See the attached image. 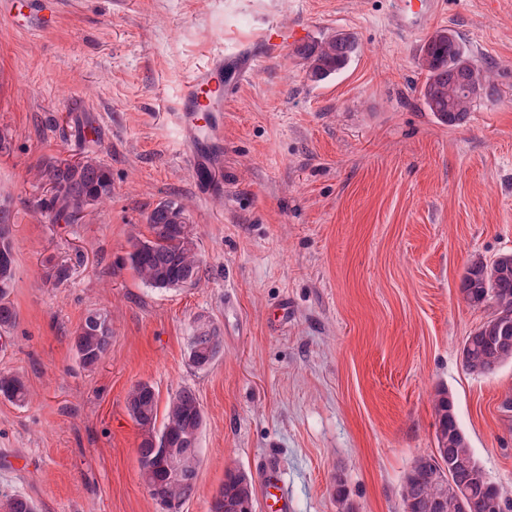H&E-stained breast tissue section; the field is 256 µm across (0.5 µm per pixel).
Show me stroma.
<instances>
[{
    "label": "stroma",
    "instance_id": "35a3bbf8",
    "mask_svg": "<svg viewBox=\"0 0 512 512\" xmlns=\"http://www.w3.org/2000/svg\"><path fill=\"white\" fill-rule=\"evenodd\" d=\"M422 27L395 0H47L42 32L0 16V206L10 210L17 323L0 371L32 399L0 398V496L39 512H161L139 469L135 384L159 403L184 387L204 416L196 492L208 512L227 469L261 487L278 465L291 512H402L404 480L436 450L433 400L459 425L512 504V362L491 376L460 350L486 318L459 293L470 260L512 252V0H439ZM307 45L343 29L348 66L310 80L295 45L267 51V27ZM459 33L494 93L456 127L424 108L417 61L437 29ZM257 58L236 78L214 134L188 138L176 110L215 53ZM217 138L220 190L201 194L192 150ZM100 159L112 196L72 224L34 203L41 159ZM185 206L200 281L159 290L127 261L159 202ZM70 268L55 284L51 264ZM91 310L112 342L83 367L73 333ZM224 338L205 369L188 359L197 320Z\"/></svg>",
    "mask_w": 512,
    "mask_h": 512
}]
</instances>
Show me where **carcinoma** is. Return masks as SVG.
<instances>
[{
    "label": "carcinoma",
    "instance_id": "1",
    "mask_svg": "<svg viewBox=\"0 0 512 512\" xmlns=\"http://www.w3.org/2000/svg\"><path fill=\"white\" fill-rule=\"evenodd\" d=\"M357 50L355 38L338 31L325 40L302 47L297 53L306 62L309 76L324 80L341 70ZM420 67L425 81L419 91L428 111L450 126L461 123L475 99L490 96L493 89L486 70L476 66L463 39L452 29L434 32L423 48ZM48 188L36 201L38 212L55 221L73 223L85 209L112 196V173L103 163L86 156L70 161L48 158L39 167ZM152 238L130 240L128 260L146 285L170 289L191 286L201 278L202 266L193 232L187 225L184 207L174 201L158 203L148 215ZM15 276L11 224L8 210L0 207V329L16 324L17 313L10 300ZM459 292L473 307H489L491 312L467 336L461 357L467 370L482 376L495 374L512 362V253H503L487 262L470 261L460 279ZM89 312L73 336L80 363L96 365L112 341V320L97 319ZM195 349L190 357L197 368L210 365L224 351L223 337L214 328L203 327L190 337ZM25 381L13 373H0V397L13 403L27 400ZM129 415L139 427L138 454L144 468L140 475L153 486L152 496L170 510L192 496L196 489L199 458L198 434L203 413L196 393L190 388L177 391L159 411L152 385L141 382L126 396ZM438 422L436 453L418 457L408 474L402 493L403 512H461L456 493L464 497L466 512H490V502L499 490L470 446L460 427L454 403L441 390L434 400ZM179 448L183 455L180 479L167 477L164 449ZM255 512L252 479L239 469H228L224 483L210 502L209 512ZM0 512H37L32 500L22 494L0 499Z\"/></svg>",
    "mask_w": 512,
    "mask_h": 512
}]
</instances>
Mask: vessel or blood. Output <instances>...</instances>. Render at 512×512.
<instances>
[{
	"mask_svg": "<svg viewBox=\"0 0 512 512\" xmlns=\"http://www.w3.org/2000/svg\"><path fill=\"white\" fill-rule=\"evenodd\" d=\"M399 17L414 16L426 21L435 9V0H398ZM0 13L10 21H25L33 28H47L53 18L46 12L44 0H0ZM228 87L224 83V58L216 56L211 64L195 73L186 83L177 104L186 128L193 129L200 124H211L213 114L221 106ZM278 472H270L265 488V497L271 502V512H288V495L279 488Z\"/></svg>",
	"mask_w": 512,
	"mask_h": 512,
	"instance_id": "1",
	"label": "vessel or blood"
}]
</instances>
